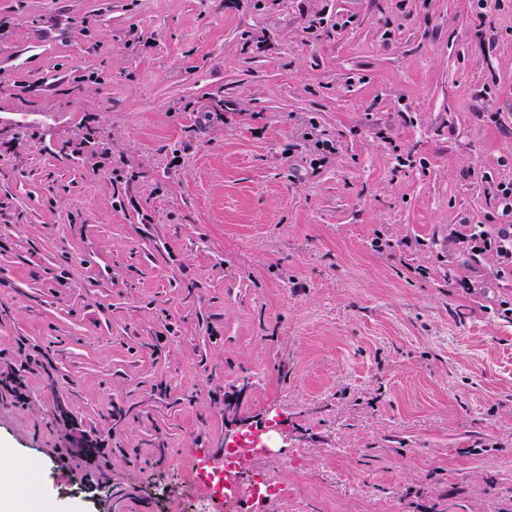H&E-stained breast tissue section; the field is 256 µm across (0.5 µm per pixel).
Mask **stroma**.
Listing matches in <instances>:
<instances>
[{"label": "stroma", "instance_id": "35a3bbf8", "mask_svg": "<svg viewBox=\"0 0 512 512\" xmlns=\"http://www.w3.org/2000/svg\"><path fill=\"white\" fill-rule=\"evenodd\" d=\"M498 185L512 0H0V448L155 512L273 422L263 512H512ZM497 235L493 238L481 233L471 236L472 245L470 250L473 256L486 254L487 252L495 253L504 265L512 267V225L503 224ZM479 249V252H476Z\"/></svg>", "mask_w": 512, "mask_h": 512}]
</instances>
